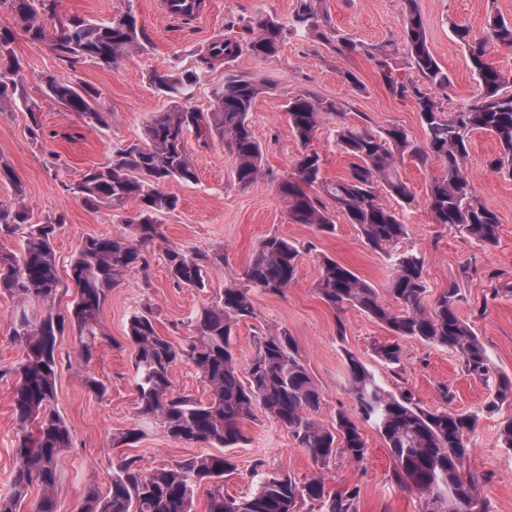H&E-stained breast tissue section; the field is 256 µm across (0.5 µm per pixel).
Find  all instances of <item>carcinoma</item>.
Returning a JSON list of instances; mask_svg holds the SVG:
<instances>
[{
	"label": "carcinoma",
	"instance_id": "obj_1",
	"mask_svg": "<svg viewBox=\"0 0 512 512\" xmlns=\"http://www.w3.org/2000/svg\"><path fill=\"white\" fill-rule=\"evenodd\" d=\"M201 3L165 0V7L171 16L189 24ZM320 4L321 0H297L288 21L267 17L255 28L244 27L245 34L237 38L218 39L200 55L199 63L207 68L216 60L229 63L245 51L258 58H275L287 36L317 27ZM9 5L15 25L28 39L34 44L51 42L61 57L110 66L147 49L143 27L130 10L97 22L74 14L59 17L57 0H9ZM49 21L56 25L51 38ZM401 26L414 78L397 77L386 52L372 51L331 27L322 32V39L332 44L340 57L359 52L367 55L389 91L414 104L425 142L414 141L399 126L375 131L340 122L335 130L336 147L351 158L350 172L345 178L329 180L322 173L321 156L307 151V145L323 121L339 112L333 102L300 94L288 101L286 114L302 150L292 160V176L281 182L280 193L293 223L332 232L335 224L326 207L305 191L307 187L319 189L357 226L367 244L391 261L389 292L401 306L395 312L383 307L376 288L329 257L323 260L316 286L331 309L348 303L384 324L395 336L375 347L381 362L400 367L403 350L397 339L414 338L447 348L459 358L468 376L487 381L486 349L457 312L459 284L449 283L431 306H425L423 259L411 252L397 253L393 247L408 233L400 211L415 203L413 189L399 172L406 157L423 167H440L427 191L435 223L453 226L483 245L497 242L498 216L475 194L464 161L470 136L484 131L495 137L500 149L491 168L512 174V79L490 60L492 51L512 47V20L497 14L488 17L485 36L474 40L468 28H455L480 94L451 112L433 95V90L447 85L448 75L430 50L417 0H405ZM13 38L11 29H0V110L6 104L20 103L29 114V132L37 137L42 132L40 106L19 92L24 67L10 47ZM197 79L194 72L155 71L151 75L154 86L174 101L188 97ZM41 80L50 100L79 114L87 124L107 126L96 89L60 82L50 74ZM267 88L266 83L248 75L230 74L224 79V91L214 111H190L176 103L147 125L144 144L131 143L114 150L106 165L67 187L90 209L104 204L120 209L131 199L139 202V208L124 221L122 231L89 236L81 242L68 274L75 298L65 313L53 307L62 287L54 238L65 223L64 216L32 224L24 201L0 207V235L21 237L20 252L0 249V296L7 294L22 304L37 300L45 305L37 320L30 319L23 307L16 310L12 336L22 346L23 355L18 363L0 369V376L15 378L17 426V466L9 488L0 493V512H19L34 488L40 496L32 512H57L56 488L63 460L72 448L70 430L55 408L58 337L68 327L73 330L81 366H88L96 357L98 344L106 337L100 313L109 292L128 271L148 267V254L142 246L163 238L157 215L177 208L178 199L164 191V184L170 179L196 180L186 148L189 134L204 147L216 135L224 138L234 151L240 183L250 184L263 175L262 149L249 116ZM384 195L399 208L386 205ZM164 254L174 282L200 290L206 288L207 268L224 262L221 251L209 254L176 245L165 247ZM299 257L296 244L269 236L243 271L244 279L269 294L282 295L296 279ZM254 317L250 289L230 281L192 320L191 340L178 345L158 332L154 307L144 302L130 318L127 335L133 349L141 417L177 441L238 448L247 440L244 421L259 407L287 429L317 465L329 463L338 454L362 464L368 448L358 422L370 421L394 458L396 484L422 501L423 512H490L480 492L484 476L466 465L479 413L449 409L453 393L445 386L440 389L441 405L436 407L421 405L409 392L387 391L365 365L349 355V389L357 416L339 415L330 431L312 417L320 393L287 332L259 337L247 380L241 379L233 350V326ZM182 361L192 363L209 387L206 399L172 388L171 370ZM511 400L512 379L501 376L484 409L499 412ZM499 439L502 448L512 450V413L501 418ZM234 470L233 457L226 454L191 457L149 472L140 469L137 461L120 457L112 463L108 493L88 490L79 512H194L195 494L200 489L206 491L207 512H300L307 503L318 506L320 512H357L358 487L330 492L321 476L304 483L287 475L267 476L247 497L226 496L224 476Z\"/></svg>",
	"mask_w": 512,
	"mask_h": 512
}]
</instances>
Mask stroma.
<instances>
[{
    "label": "stroma",
    "mask_w": 512,
    "mask_h": 512,
    "mask_svg": "<svg viewBox=\"0 0 512 512\" xmlns=\"http://www.w3.org/2000/svg\"><path fill=\"white\" fill-rule=\"evenodd\" d=\"M206 2L207 11L186 25L166 12L164 0H58L62 16L79 14L103 22L128 9L136 14L150 39L148 50L123 57L108 68L90 61L64 62L49 44H32L20 32L11 45L23 62L26 95L41 103L45 136L31 138L29 118L22 107L0 111V157L15 173L14 181H0V206L9 207L17 198H25L35 224L64 215L54 244L62 277L67 276L71 258L84 238L119 231L137 209L132 201L119 210L105 205L90 209L66 187L87 170L107 164L116 148L143 142L147 124L170 107L169 97L149 80L153 71L198 70L199 79L184 105L201 112L214 110L227 74L242 72L269 85L250 115L253 134L263 150V176L249 185L239 184L235 157L224 141L216 138L206 148L193 142L188 145L196 181L172 180L164 186L165 192L178 199L175 211L157 217L168 241L188 250L219 249L224 253L223 265L208 271V287L200 291L174 283L162 249L147 245L148 269L128 272L108 295L101 312L108 338L99 344L89 366L83 368L77 363L73 333L58 339L56 408L67 422L73 442L56 491L58 512H78L89 488L107 491L115 457H135L141 469L151 470L208 454L206 446L173 441L157 429L135 443L114 444V436L140 420L132 352L126 340L129 319L144 301H151L159 332L175 343H184L191 335V319L227 281L241 279L259 244L270 235L296 243L301 258L296 280L284 295L252 289L257 316L233 328L240 371H248L258 337L288 332L318 386L320 404L315 418L327 429L335 427L339 414L356 413L348 390L347 355L364 363L387 390L411 392L428 405L439 403L440 387H449L454 394L451 410L482 414L467 459L472 470L485 476L482 496L489 500L491 512H512V451L500 446L499 415L482 411L495 390V379L512 377V175L489 166L499 151L495 138L474 133L466 166L480 201L499 217L498 243L482 246L456 228L435 223L426 190L440 169L435 165L422 168L408 159L400 172L415 191L416 203L404 215L408 234L397 245L398 251L423 258L426 303H433L449 282H459L458 313L485 346L492 379L481 382L468 377L458 357L448 349L412 338L402 339V364L400 369H393L380 362L374 352L378 343L390 340L387 328L348 305L336 312L330 310L316 291L322 262L330 257L372 284L385 307H398L388 291L390 261L367 245L343 214H333L336 230L332 233L291 221L279 184L290 175L300 145L288 126L285 110L290 98L306 93L335 102L346 121L376 130L397 125L420 142L425 134L417 112L411 102L392 95L366 55L339 57L330 44L306 34L288 36L272 60L245 53L234 62L218 61L213 67L199 69L200 54L223 35L226 20L233 18L245 26L263 16L284 21L297 0ZM417 4L430 49L448 75L447 86L437 90L436 98L450 111L480 92L454 26L466 25L472 36H482L488 14L512 20V0H417ZM403 10L404 0H323L329 26L365 46L387 49L393 68L401 76L409 73L400 25ZM46 74L97 89L107 128L86 125L76 113L46 100L40 82ZM334 129V119H327L310 143L322 156L323 172L330 180L345 177L351 162L336 149ZM341 322L346 325L342 334L337 331ZM88 375L105 385L103 398L93 397L86 389L84 378ZM14 383L12 376L0 377L2 491L9 486L16 467ZM359 427L368 446L363 465L341 455L332 459L320 471L327 489L359 487V512H422L418 497L401 491L394 482V460L377 430L364 421ZM244 432L246 442L231 451L236 469L224 478L225 495H249L263 475L286 474L304 482L319 471L288 430L262 410H255L253 418L245 422Z\"/></svg>",
    "instance_id": "35a3bbf8"
}]
</instances>
